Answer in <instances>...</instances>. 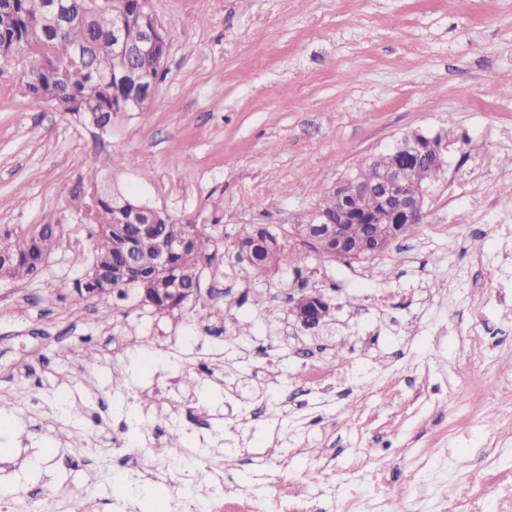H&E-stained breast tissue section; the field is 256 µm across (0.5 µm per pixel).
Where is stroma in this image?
<instances>
[{"instance_id": "35a3bbf8", "label": "stroma", "mask_w": 512, "mask_h": 512, "mask_svg": "<svg viewBox=\"0 0 512 512\" xmlns=\"http://www.w3.org/2000/svg\"><path fill=\"white\" fill-rule=\"evenodd\" d=\"M150 6L165 76L112 134L20 96L0 64V225L64 230L36 279L0 280V501L148 512L131 487L178 429L193 462L165 481L168 512L205 486L224 512H512V0ZM415 132L447 149L414 235L240 278L249 225L301 250L316 187ZM96 174L208 224L197 301L79 294L72 252L92 241L70 199ZM304 290L331 302L319 330L292 314ZM118 429L138 459L101 441Z\"/></svg>"}]
</instances>
